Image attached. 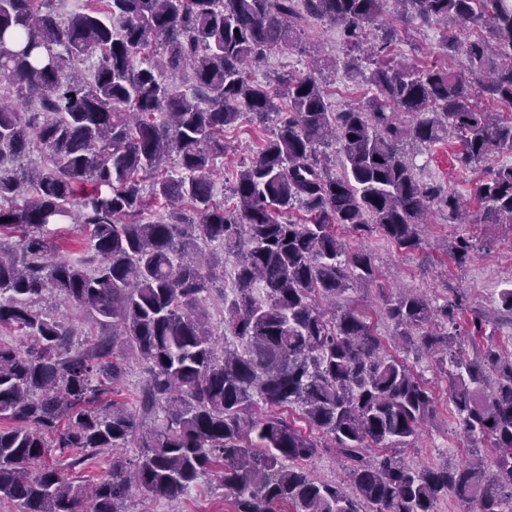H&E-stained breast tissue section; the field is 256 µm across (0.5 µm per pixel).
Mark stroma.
Listing matches in <instances>:
<instances>
[{"instance_id": "35a3bbf8", "label": "stroma", "mask_w": 512, "mask_h": 512, "mask_svg": "<svg viewBox=\"0 0 512 512\" xmlns=\"http://www.w3.org/2000/svg\"><path fill=\"white\" fill-rule=\"evenodd\" d=\"M387 18L397 27L399 39L391 47L393 60H411L422 63L432 60L453 71L466 64L459 55L443 56L439 43L445 34H453L459 41L469 42L484 37L486 30L479 24L464 28L456 25H426L406 15L402 0H387ZM343 52L336 28L326 22L312 21L304 26L295 46L281 47L268 53L251 69L255 80L276 81L283 74L305 75L321 69L323 85L333 110L353 106L370 97L372 87L365 81L349 79L343 65ZM257 136L254 127L245 121L224 135V162L218 165L213 178L215 200H224L240 166L256 154ZM456 138L434 147L413 146L409 152L414 160L415 173L424 182H441L459 191L469 201L470 217L467 222L449 221L441 213H434L421 233L418 248L398 252L384 243L377 233L357 235L346 232L351 249L370 250L381 275V282L394 290H415L434 301L463 295L470 309L479 311L487 320L486 336L467 341L466 354L476 358L488 346L512 354V323L502 319L498 312V293L512 282V224L481 223L482 205L475 196L476 184L484 169L512 160V155L495 153L488 156L475 169L454 165L449 159L452 152L460 151ZM474 243L469 260L454 264L449 254L459 239ZM344 300L369 315L372 324L385 340H392L394 327L387 319L376 285L354 284ZM407 362L415 373L432 385L438 396V415L426 423L412 448L404 454L405 463L414 466L448 464L455 466L472 463L490 466L493 452L482 448L471 453L451 415L448 377L440 369L435 357L425 352L412 351ZM146 512H222L224 488L218 477H205L201 484L183 496L179 504L168 501L145 503Z\"/></svg>"}]
</instances>
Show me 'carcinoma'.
<instances>
[{"mask_svg":"<svg viewBox=\"0 0 512 512\" xmlns=\"http://www.w3.org/2000/svg\"><path fill=\"white\" fill-rule=\"evenodd\" d=\"M52 2L0 0V239H15L12 255L0 247V327L33 339L0 342V500L18 512H130L136 495L178 499L217 472L230 512H435L450 493L471 512H512V355H464L463 336L486 335L484 316L463 330V297L379 288L396 338L451 366L454 418L495 455L489 470L411 467L398 453L438 414L436 394L356 308L336 306L376 281L372 252L347 250L336 226L372 229L400 252L419 246L433 212L464 211L461 193L417 178L405 141L435 146L452 131L461 167L512 154V120L473 104L484 95L512 109V0H402L423 24L485 25V39L440 43L464 72L384 60L398 37L386 0H89L65 24ZM312 20L339 29L347 74L376 87L362 105L331 112L315 76L290 75L283 112L252 79L267 51L297 42L294 22ZM92 57L88 79L75 63ZM185 70L189 94L162 78ZM243 117L270 133L226 208L211 178ZM35 150L48 165L30 171L21 161ZM146 179L169 206L156 220ZM476 194L483 222L512 224V163ZM60 216L91 229L86 258L50 257L40 228ZM227 260L219 332L206 304ZM52 292L112 334L74 344L68 324L34 308ZM116 349L144 367L139 412L107 399L104 381L124 372ZM293 406L336 448L341 482L307 469L321 444L275 412ZM159 412L144 428L141 416ZM132 442L136 458L114 457L90 484L65 473Z\"/></svg>","mask_w":512,"mask_h":512,"instance_id":"1","label":"carcinoma"}]
</instances>
